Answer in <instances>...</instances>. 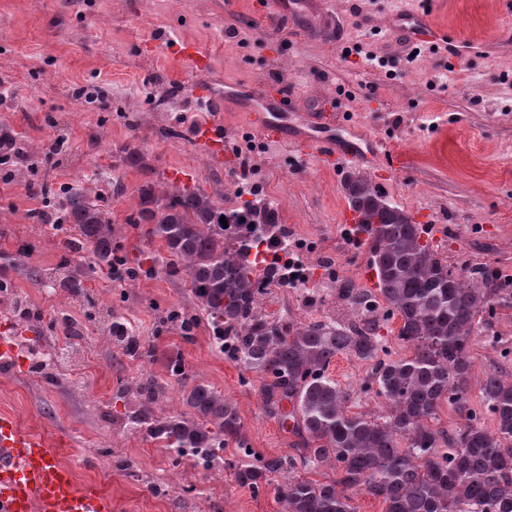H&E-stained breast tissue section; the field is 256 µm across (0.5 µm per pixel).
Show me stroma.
Here are the masks:
<instances>
[{"instance_id":"35a3bbf8","label":"stroma","mask_w":512,"mask_h":512,"mask_svg":"<svg viewBox=\"0 0 512 512\" xmlns=\"http://www.w3.org/2000/svg\"><path fill=\"white\" fill-rule=\"evenodd\" d=\"M357 2L333 0L289 23L261 16L254 0H68L64 7L58 0H0V80L13 89L0 100V127L41 148L66 139L67 154L40 167L35 180L58 194L80 185L109 197L112 241L132 264L151 266L162 246L148 240L146 225L131 221L142 177L124 163L125 146H137L158 179L175 167L191 169L194 188L227 209L241 208L261 184L278 215L277 234L294 242L310 274L297 288L270 283L266 314L298 324L350 318L339 290L362 285L370 253L368 243L352 245L337 222L347 202L344 170H319L285 145L267 143L239 126L230 109L197 107V76L153 48L155 39L180 36L208 50L210 81L284 84L293 95L290 110L349 121L384 142L400 164L378 185L408 212L432 214L424 240L451 266L512 276V0H368L358 29L351 15ZM399 10L430 13L448 46L407 62L412 45L390 26ZM368 51L393 59V68L368 67ZM206 120L224 126L219 167L190 138ZM168 126L175 136L165 134ZM117 181L125 186L119 197L111 194ZM43 200L29 183L0 180V266L13 263V291L43 315L34 325L0 315V337H13L23 350L37 335L67 349L60 364L70 373L49 385L33 377L31 358L0 362V412L23 430L65 440L60 463L79 483L109 493L119 512H165L157 492L173 480V449L121 422L127 404L117 391L143 373L165 387L159 412L184 411L182 396L200 378L237 406L255 451L293 454L292 436L261 402L257 373L220 351L206 322L182 328L197 306L180 279L158 272L115 281L102 271L86 283L88 303L27 277L25 267L49 273L63 255L60 236L29 219ZM108 308L137 323L145 355L105 336L100 314ZM60 310L84 324L82 339L57 333ZM471 354L476 408L486 372L512 374V304L480 323ZM175 355L183 374L168 369ZM370 371V363L345 354L328 369L352 390L351 412L381 415L385 402L361 390ZM236 458V449L226 448L209 470L183 459L182 481L192 488L196 512H281L275 486L282 476L257 492L241 487Z\"/></svg>"}]
</instances>
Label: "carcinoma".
I'll use <instances>...</instances> for the list:
<instances>
[{
	"mask_svg": "<svg viewBox=\"0 0 512 512\" xmlns=\"http://www.w3.org/2000/svg\"><path fill=\"white\" fill-rule=\"evenodd\" d=\"M143 160L138 151L126 153L128 165L147 176L132 222L149 225L148 237L166 252L153 262L183 279L234 361L260 375L263 405L292 420L290 433L301 448L296 456L255 454L236 406L200 378L183 394L189 413L163 417L155 411L162 388L150 376L139 378L138 404L125 415L130 427L206 464L235 444L243 454L234 472L238 485L257 491L272 475L288 474L277 490L281 512H357L356 492L380 499L385 512H512V453L505 451L512 444V375L492 370L480 384L494 429H487L470 404L472 333L481 318L512 299L495 273L455 272L422 241L410 213L354 167L342 189L368 231L378 294L341 289L340 298L357 311L345 323L297 326L271 318L261 307L262 283L278 278V270L250 262L247 244L276 223L277 214L253 208L226 212L200 191H162L148 178L151 170ZM58 217L71 234L63 242L56 286L84 296L91 272L110 271L120 261L108 206L69 189L57 208L33 219L50 224ZM395 317L396 337L412 349L409 357L380 356L382 322ZM341 353L373 362L366 389L384 399L387 415L349 411V392L328 374ZM444 404L463 424L436 425ZM328 463L336 477L323 482L294 474L299 466L316 471Z\"/></svg>",
	"mask_w": 512,
	"mask_h": 512,
	"instance_id": "obj_1",
	"label": "carcinoma"
}]
</instances>
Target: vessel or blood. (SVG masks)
Returning a JSON list of instances; mask_svg holds the SVG:
<instances>
[{"instance_id":"obj_1","label":"vessel or blood","mask_w":512,"mask_h":512,"mask_svg":"<svg viewBox=\"0 0 512 512\" xmlns=\"http://www.w3.org/2000/svg\"><path fill=\"white\" fill-rule=\"evenodd\" d=\"M391 26L417 32L433 43L445 40L428 16L417 12L393 14ZM170 60L189 68L198 76L208 69V52L184 39H166L160 44ZM290 94L286 86L272 83L248 85H210L200 92L203 107L224 105L231 100L247 99L240 119L243 126L257 131L269 142H288L290 148L316 167L332 172L346 164L380 165L394 168L397 155L387 154L383 142L364 130L346 126L343 135L330 134L326 117L317 112L296 115V133L283 138L282 128L288 120L284 112ZM198 149L213 164L224 156V128L205 122L194 133ZM0 447L9 449L11 461L0 465V512H115L110 495L91 486L80 485L75 474L56 460L57 446L44 438L21 431L13 418L0 413Z\"/></svg>"}]
</instances>
